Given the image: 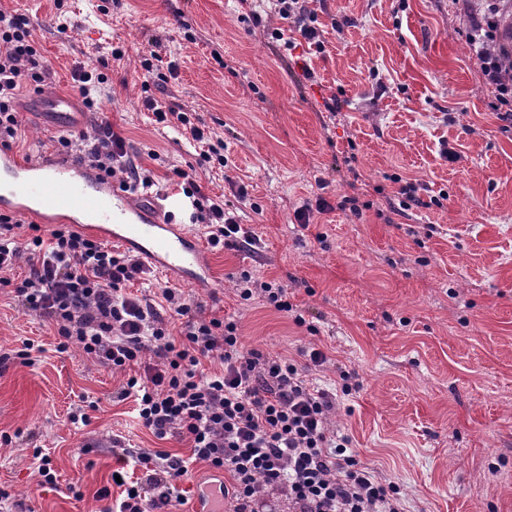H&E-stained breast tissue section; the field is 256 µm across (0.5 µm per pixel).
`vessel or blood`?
Returning <instances> with one entry per match:
<instances>
[{
    "mask_svg": "<svg viewBox=\"0 0 512 512\" xmlns=\"http://www.w3.org/2000/svg\"><path fill=\"white\" fill-rule=\"evenodd\" d=\"M0 211L68 223L136 252L150 268L205 288L209 260L182 225L139 205L112 180L68 157L20 160L0 147Z\"/></svg>",
    "mask_w": 512,
    "mask_h": 512,
    "instance_id": "obj_1",
    "label": "vessel or blood"
}]
</instances>
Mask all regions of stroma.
Returning <instances> with one entry per match:
<instances>
[{
    "label": "stroma",
    "mask_w": 512,
    "mask_h": 512,
    "mask_svg": "<svg viewBox=\"0 0 512 512\" xmlns=\"http://www.w3.org/2000/svg\"><path fill=\"white\" fill-rule=\"evenodd\" d=\"M485 0H313L325 50H284L238 0H0L30 21L50 64L46 92L73 96L72 71L104 69L98 109L81 112L73 136L102 119L121 132L135 161L173 192V167L191 166L206 194L235 205L257 236L256 252L210 254L221 288L203 291L154 274L129 291L164 286L229 318L246 347L296 356L323 349L352 372L356 393L339 396L333 420L358 460L399 483L407 512H512V132L489 108L491 92L467 42L468 15ZM126 49L123 59L113 47ZM177 79L143 87L150 51ZM20 91L25 159L57 153L63 130ZM177 102L224 142V169L199 162L179 129L157 124L145 96ZM338 98L333 115L324 103ZM378 188L363 219L334 209L301 228L294 211L318 198L336 204L351 170ZM423 184V206L391 221L380 210L398 182ZM243 181L246 203L231 184ZM443 197L442 206L431 197ZM287 283L317 334L261 299L240 301L242 271ZM54 328L0 291V512H99L113 487V442L188 455L178 436L157 439L124 382L78 348L56 349ZM30 348V363L18 351ZM86 415L72 423L71 414ZM56 473L38 486L34 449Z\"/></svg>",
    "instance_id": "1"
}]
</instances>
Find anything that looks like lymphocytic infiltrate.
<instances>
[{
    "label": "lymphocytic infiltrate",
    "mask_w": 512,
    "mask_h": 512,
    "mask_svg": "<svg viewBox=\"0 0 512 512\" xmlns=\"http://www.w3.org/2000/svg\"><path fill=\"white\" fill-rule=\"evenodd\" d=\"M275 11L291 33L322 50L318 15L308 0H275ZM499 11L497 0H489L473 15L468 43L493 94V111L512 129V76L488 50L499 34ZM50 76L28 19L0 11L1 145L18 135V90L42 86ZM143 105L156 123L176 125L203 144L202 162L226 166L219 146L178 104L148 96ZM78 159L134 194H149L155 184L152 171L130 159L125 137L107 121L94 136L83 137ZM173 173L192 200L194 222L208 228L210 248L256 244L253 232L223 201L206 195L192 173L178 167ZM348 187L337 204L321 198L315 207L295 210L297 223L308 227L313 214L334 208L363 218L371 203L364 198L362 174H354ZM22 260L27 274L10 278ZM144 274L133 252L70 225L45 231L0 213V286L54 326L58 350L78 347L98 366L125 373L118 397L134 399L143 427L161 439L176 433L190 445L186 457L149 448L119 454V462H133L143 475L126 482L115 504H108V491H99L102 512H168L174 492L192 479L198 463L229 475V483L219 486L229 512H270L272 501L280 499L287 501L288 512H405L399 486L361 465L351 438L332 422L337 395L353 390L351 372L338 369V391L314 386L310 374L329 361L324 350L305 349L300 365L285 355L245 348L237 322L206 318L201 303L180 289L165 287L153 298L126 294V284ZM236 291L244 301L261 296L270 308L292 314L297 326L316 333L315 325L295 313L287 285L259 281L245 271Z\"/></svg>",
    "instance_id": "f902f5d3"
}]
</instances>
